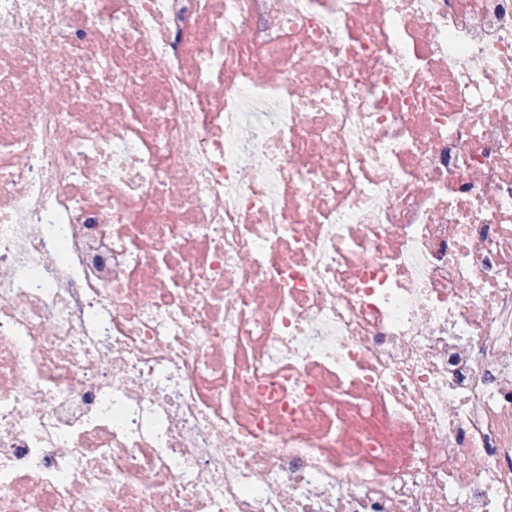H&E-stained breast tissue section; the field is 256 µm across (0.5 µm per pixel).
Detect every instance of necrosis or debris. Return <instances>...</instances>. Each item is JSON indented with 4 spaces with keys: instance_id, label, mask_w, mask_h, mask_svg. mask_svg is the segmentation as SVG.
Wrapping results in <instances>:
<instances>
[{
    "instance_id": "obj_1",
    "label": "necrosis or debris",
    "mask_w": 512,
    "mask_h": 512,
    "mask_svg": "<svg viewBox=\"0 0 512 512\" xmlns=\"http://www.w3.org/2000/svg\"><path fill=\"white\" fill-rule=\"evenodd\" d=\"M0 512H512V0H0Z\"/></svg>"
}]
</instances>
